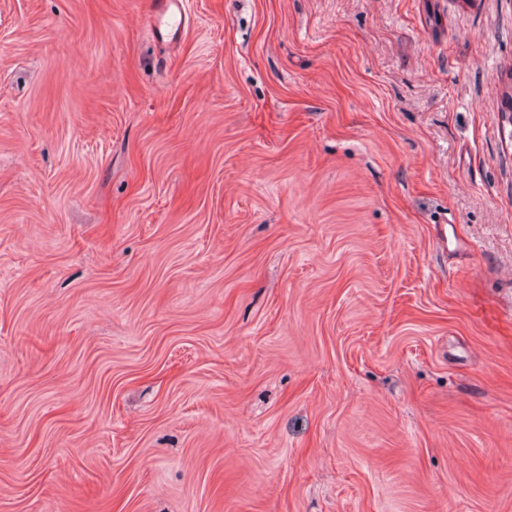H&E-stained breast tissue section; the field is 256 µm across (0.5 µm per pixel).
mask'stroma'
<instances>
[{
  "label": "stroma",
  "mask_w": 512,
  "mask_h": 512,
  "mask_svg": "<svg viewBox=\"0 0 512 512\" xmlns=\"http://www.w3.org/2000/svg\"><path fill=\"white\" fill-rule=\"evenodd\" d=\"M0 0V512H512V0ZM185 0H150L146 11L148 28L157 39L177 43L186 23Z\"/></svg>",
  "instance_id": "35a3bbf8"
}]
</instances>
